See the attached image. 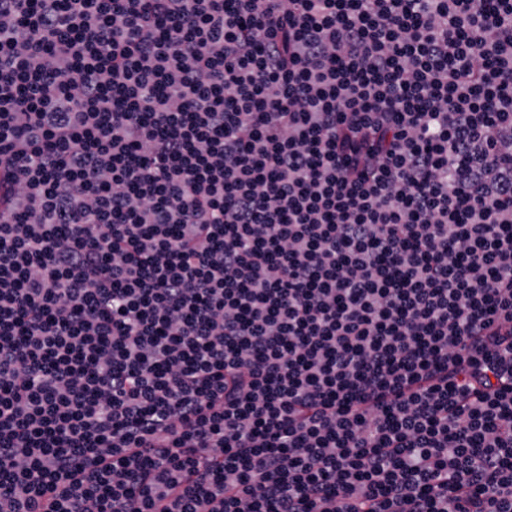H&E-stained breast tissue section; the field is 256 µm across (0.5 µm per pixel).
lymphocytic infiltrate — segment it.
Returning <instances> with one entry per match:
<instances>
[{
    "instance_id": "obj_1",
    "label": "lymphocytic infiltrate",
    "mask_w": 512,
    "mask_h": 512,
    "mask_svg": "<svg viewBox=\"0 0 512 512\" xmlns=\"http://www.w3.org/2000/svg\"><path fill=\"white\" fill-rule=\"evenodd\" d=\"M0 512H512V0H0Z\"/></svg>"
}]
</instances>
